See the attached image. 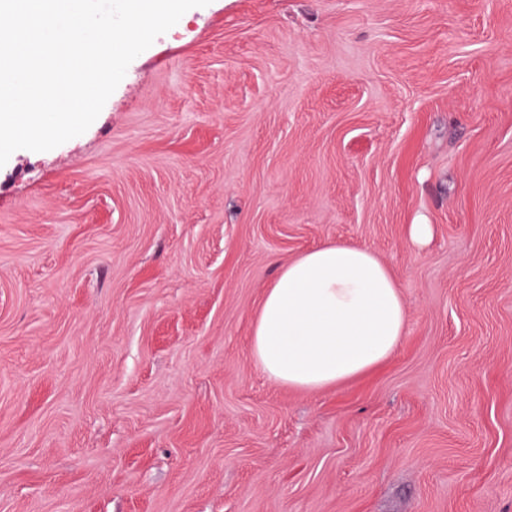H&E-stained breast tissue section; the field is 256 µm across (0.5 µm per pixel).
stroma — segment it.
I'll list each match as a JSON object with an SVG mask.
<instances>
[{
	"instance_id": "1",
	"label": "stroma",
	"mask_w": 512,
	"mask_h": 512,
	"mask_svg": "<svg viewBox=\"0 0 512 512\" xmlns=\"http://www.w3.org/2000/svg\"><path fill=\"white\" fill-rule=\"evenodd\" d=\"M333 241L397 276L406 334L289 389L252 325ZM0 512H512V0H211L15 151Z\"/></svg>"
}]
</instances>
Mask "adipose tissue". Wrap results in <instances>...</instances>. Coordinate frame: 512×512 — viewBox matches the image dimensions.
Instances as JSON below:
<instances>
[{
    "label": "adipose tissue",
    "instance_id": "adipose-tissue-1",
    "mask_svg": "<svg viewBox=\"0 0 512 512\" xmlns=\"http://www.w3.org/2000/svg\"><path fill=\"white\" fill-rule=\"evenodd\" d=\"M406 324L388 267L367 248L327 242L281 266L254 320L250 352L279 385L318 392L388 359Z\"/></svg>",
    "mask_w": 512,
    "mask_h": 512
}]
</instances>
